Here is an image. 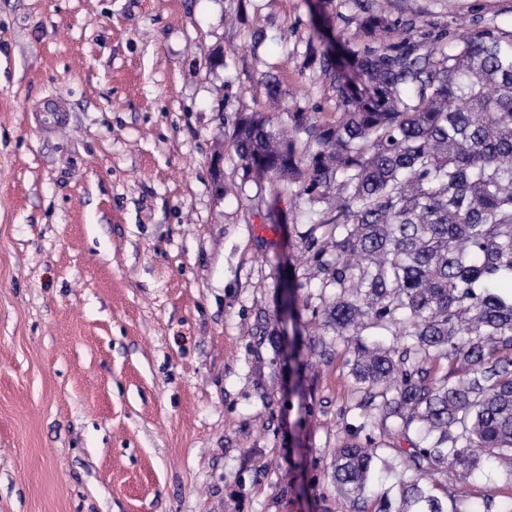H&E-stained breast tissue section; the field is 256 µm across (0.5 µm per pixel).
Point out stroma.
Here are the masks:
<instances>
[{
	"mask_svg": "<svg viewBox=\"0 0 512 512\" xmlns=\"http://www.w3.org/2000/svg\"><path fill=\"white\" fill-rule=\"evenodd\" d=\"M385 11L512 27V0H0V512H353L332 449L394 463L344 348L289 360L304 205L243 182L228 136L271 77L333 119L318 56ZM438 494L506 504L512 459Z\"/></svg>",
	"mask_w": 512,
	"mask_h": 512,
	"instance_id": "35a3bbf8",
	"label": "stroma"
}]
</instances>
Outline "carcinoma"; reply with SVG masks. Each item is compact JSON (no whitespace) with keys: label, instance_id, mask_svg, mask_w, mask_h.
Masks as SVG:
<instances>
[{"label":"carcinoma","instance_id":"obj_1","mask_svg":"<svg viewBox=\"0 0 512 512\" xmlns=\"http://www.w3.org/2000/svg\"><path fill=\"white\" fill-rule=\"evenodd\" d=\"M346 22L367 43L346 45L340 68L320 54L336 120L287 111L285 131L239 112L230 142L243 181L305 200L304 253L322 275L314 316L336 336L317 353L346 348L363 425L415 434L396 449L397 498L375 512H448L438 479L512 457V29L419 41L399 18ZM398 28L400 41L376 44ZM381 451L371 437L334 450L331 485L354 512Z\"/></svg>","mask_w":512,"mask_h":512}]
</instances>
